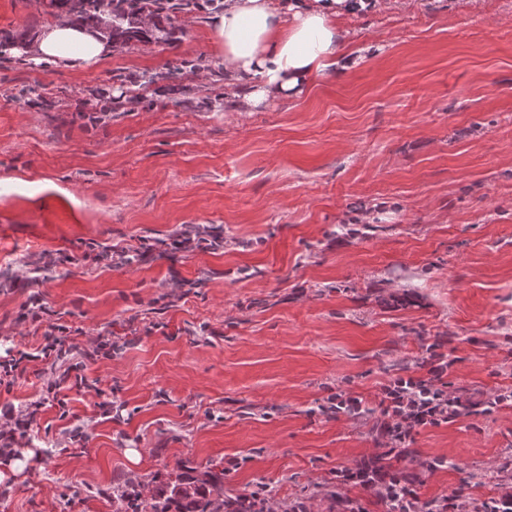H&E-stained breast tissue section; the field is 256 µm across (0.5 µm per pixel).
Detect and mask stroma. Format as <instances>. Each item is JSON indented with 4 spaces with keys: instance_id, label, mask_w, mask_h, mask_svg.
<instances>
[{
    "instance_id": "stroma-1",
    "label": "stroma",
    "mask_w": 512,
    "mask_h": 512,
    "mask_svg": "<svg viewBox=\"0 0 512 512\" xmlns=\"http://www.w3.org/2000/svg\"><path fill=\"white\" fill-rule=\"evenodd\" d=\"M53 0H0V31L56 22ZM178 14L168 43L113 49L98 66L0 54V357L37 347L31 292L88 337L121 341L88 365L100 392L70 391V414L39 415L44 462L10 475L0 512H115L112 484L143 493L177 464L235 458L232 492L329 512L323 483L373 454L371 420L313 409L342 387L368 406L425 338L453 334L447 381L512 387V0H399L341 28L360 65L317 76L300 96L244 111L224 85L207 21ZM205 72L165 74L181 58ZM156 83L129 112L90 122L80 91ZM206 224L224 246L177 261L107 269L89 242L137 247ZM359 233L348 237V225ZM42 253L56 262L11 281ZM195 287L170 296L174 282ZM136 317L143 333L131 336ZM122 401L102 416L100 398ZM83 426L84 447L65 445ZM419 459L444 465L420 500L498 497L512 455V406L420 429Z\"/></svg>"
}]
</instances>
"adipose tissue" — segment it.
<instances>
[{"label": "adipose tissue", "instance_id": "1", "mask_svg": "<svg viewBox=\"0 0 512 512\" xmlns=\"http://www.w3.org/2000/svg\"><path fill=\"white\" fill-rule=\"evenodd\" d=\"M390 0H224L208 22L224 72L243 89L241 106L301 95L314 77L348 72L361 58L346 47L339 20L377 13ZM36 62L85 69L105 60L111 44L78 23H57L35 35Z\"/></svg>", "mask_w": 512, "mask_h": 512}]
</instances>
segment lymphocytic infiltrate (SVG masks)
Segmentation results:
<instances>
[{
	"label": "lymphocytic infiltrate",
	"instance_id": "f902f5d3",
	"mask_svg": "<svg viewBox=\"0 0 512 512\" xmlns=\"http://www.w3.org/2000/svg\"><path fill=\"white\" fill-rule=\"evenodd\" d=\"M26 320L43 326L42 341L35 351L14 350L0 361V386L12 388L27 372L31 362H43V385L38 400L20 409L0 411V462H7L19 453L23 440L38 421L46 406L58 407L61 416H68L67 390L84 388L83 371L87 363L111 358L118 344L100 336L83 342L84 331L56 320L39 292H32L26 304ZM448 337H435L423 344L417 361V373L395 375L380 389V416L373 426L377 454L365 456L352 466L336 469L330 493L337 512H364L356 500L346 496L350 486L369 491L384 512H448L447 500L424 503L413 490L423 473L442 467V460L417 461L410 443L418 429L438 426L482 410L512 403V389H501L480 399H473L468 389H449L446 376L451 363L443 348Z\"/></svg>",
	"mask_w": 512,
	"mask_h": 512
}]
</instances>
